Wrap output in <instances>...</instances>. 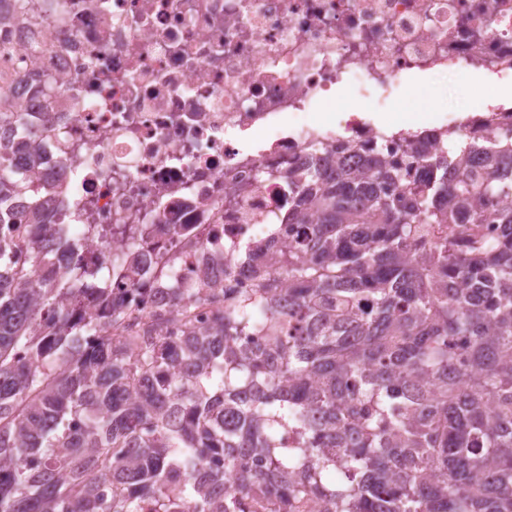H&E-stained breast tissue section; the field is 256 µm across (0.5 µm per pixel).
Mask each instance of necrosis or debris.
I'll return each instance as SVG.
<instances>
[{
  "instance_id": "obj_1",
  "label": "necrosis or debris",
  "mask_w": 512,
  "mask_h": 512,
  "mask_svg": "<svg viewBox=\"0 0 512 512\" xmlns=\"http://www.w3.org/2000/svg\"><path fill=\"white\" fill-rule=\"evenodd\" d=\"M0 56L16 110L42 128L39 165L19 173L61 188L52 223L108 229L78 238L85 264L110 263L132 225H155L136 312L177 337L161 269L254 288L240 245L291 241L272 221L286 208L281 172L341 136L401 159V133L380 136L362 115L414 94L415 78L512 84V0H32L0 29ZM340 93L352 106L338 118L298 120Z\"/></svg>"
}]
</instances>
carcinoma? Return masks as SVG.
Masks as SVG:
<instances>
[{"label":"carcinoma","instance_id":"cac0c4a2","mask_svg":"<svg viewBox=\"0 0 512 512\" xmlns=\"http://www.w3.org/2000/svg\"><path fill=\"white\" fill-rule=\"evenodd\" d=\"M23 133L0 148V512H512L511 124L439 151L418 133L407 165L339 138L288 168V250L247 244L248 295L175 284L178 341L86 289L101 269L42 205L3 212L30 190ZM149 230L112 257L134 286ZM257 328L268 350L241 349Z\"/></svg>","mask_w":512,"mask_h":512}]
</instances>
